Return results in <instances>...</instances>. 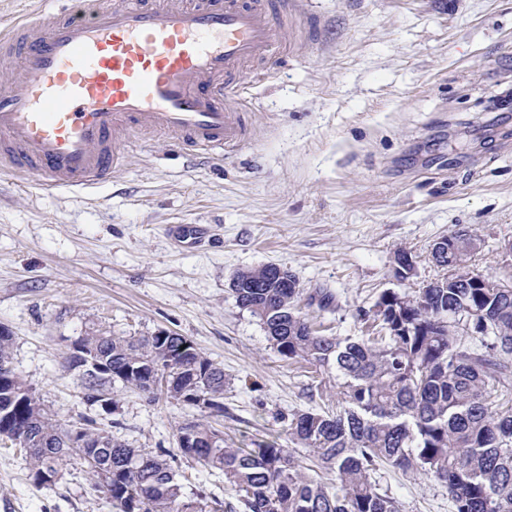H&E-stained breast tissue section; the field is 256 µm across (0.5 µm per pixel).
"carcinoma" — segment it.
I'll return each instance as SVG.
<instances>
[{
	"instance_id": "obj_1",
	"label": "carcinoma",
	"mask_w": 512,
	"mask_h": 512,
	"mask_svg": "<svg viewBox=\"0 0 512 512\" xmlns=\"http://www.w3.org/2000/svg\"><path fill=\"white\" fill-rule=\"evenodd\" d=\"M476 250L470 238H451L448 268L455 274L447 285L381 293L373 310L385 331L378 339L315 331L296 307L301 288L278 279L274 264L237 272V305L258 319L281 357L336 377V408L293 414L288 447L277 436L238 446L189 422L178 436L191 435L193 447L180 443L181 452L223 473L246 512H400L377 481L385 466L440 481L455 512H512V288L470 271ZM456 312L475 316L466 326H440ZM81 342L112 366L114 385L154 400L147 382L158 373L165 398L181 403L202 387L207 409L224 411V368L194 346L180 350L179 334L134 339L93 330ZM13 347L10 331L0 330V368L13 365ZM128 368L143 373L131 378ZM3 423L39 438L38 451L27 456L35 482L80 454L63 452L70 432L18 374L0 384ZM79 436L98 462L87 466L92 489L104 488L102 473L112 471L107 486L118 512H206V496H184L166 453L86 427Z\"/></svg>"
}]
</instances>
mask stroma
Returning a JSON list of instances; mask_svg holds the SVG:
<instances>
[{
    "mask_svg": "<svg viewBox=\"0 0 512 512\" xmlns=\"http://www.w3.org/2000/svg\"><path fill=\"white\" fill-rule=\"evenodd\" d=\"M297 28L263 75L245 76L247 141L223 159L138 136L111 183L93 189L43 188L0 169V326L14 337L16 372L62 429L89 419L131 447L169 450L190 498L237 494L180 453V425L262 439L323 404L237 306V271L287 269L303 312L342 337L376 335L363 316L383 291L441 278L430 251L456 229L479 243L471 269L512 279V112L486 109L512 88V0H306ZM175 224L210 235L180 246ZM401 250L415 261L407 279L396 274ZM317 288L337 309L310 304ZM92 328L190 339L224 369L223 415L121 387L114 405L88 401L67 358ZM25 455L0 438V512H115L79 458L38 486ZM379 485L401 512H453L435 479L386 468Z\"/></svg>",
    "mask_w": 512,
    "mask_h": 512,
    "instance_id": "obj_1",
    "label": "stroma"
}]
</instances>
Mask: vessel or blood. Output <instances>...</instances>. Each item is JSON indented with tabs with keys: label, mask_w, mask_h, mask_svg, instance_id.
<instances>
[{
	"label": "vessel or blood",
	"mask_w": 512,
	"mask_h": 512,
	"mask_svg": "<svg viewBox=\"0 0 512 512\" xmlns=\"http://www.w3.org/2000/svg\"><path fill=\"white\" fill-rule=\"evenodd\" d=\"M288 0H43L0 28V165L53 189L110 182L122 138L220 156L246 141L229 103L288 32Z\"/></svg>",
	"instance_id": "1"
}]
</instances>
